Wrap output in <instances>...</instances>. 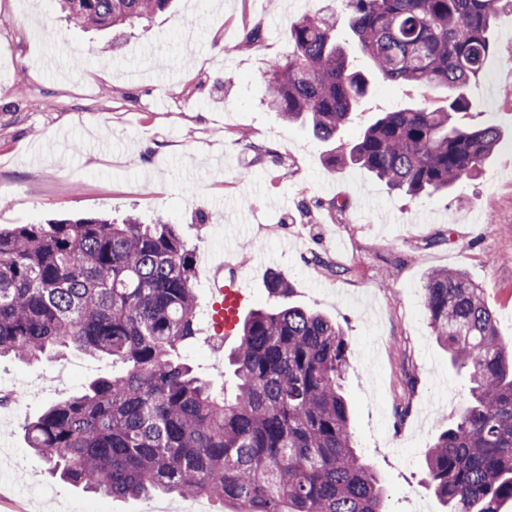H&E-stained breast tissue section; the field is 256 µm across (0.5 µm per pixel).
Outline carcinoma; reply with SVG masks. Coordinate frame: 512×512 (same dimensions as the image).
I'll use <instances>...</instances> for the list:
<instances>
[{
    "label": "carcinoma",
    "mask_w": 512,
    "mask_h": 512,
    "mask_svg": "<svg viewBox=\"0 0 512 512\" xmlns=\"http://www.w3.org/2000/svg\"><path fill=\"white\" fill-rule=\"evenodd\" d=\"M86 28L132 25L171 0H53ZM512 0H347L349 28L374 71L401 85L448 87L442 109L385 112L329 157L411 195L474 174L499 144L492 125H459L471 81L493 51L491 25ZM267 60V104L323 141L350 123L369 80L325 13L288 29ZM196 255L174 224L85 217L0 230V359L73 350L121 369L50 404L24 436L61 481L108 497L204 496L224 512H385L357 453L342 389L349 342L327 316L288 305L243 321L229 354L233 390L199 376ZM270 296L289 282L272 272ZM428 323L470 378L468 407L436 438L426 478L448 512H500L512 500V346L482 289L460 270L424 284Z\"/></svg>",
    "instance_id": "carcinoma-1"
}]
</instances>
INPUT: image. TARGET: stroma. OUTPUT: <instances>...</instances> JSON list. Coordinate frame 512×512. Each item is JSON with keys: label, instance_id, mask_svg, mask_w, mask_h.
I'll return each instance as SVG.
<instances>
[{"label": "stroma", "instance_id": "1", "mask_svg": "<svg viewBox=\"0 0 512 512\" xmlns=\"http://www.w3.org/2000/svg\"><path fill=\"white\" fill-rule=\"evenodd\" d=\"M336 28L370 92L342 138L354 142L384 112L442 106L441 85L409 88L374 74L350 39L344 0H173L131 29H82L50 0H0V229L135 214L168 220L195 248L196 319L209 328L208 272L229 236L224 277L247 286L243 313L278 306L266 280L291 284V304L327 315L350 345L344 389L359 453L378 475L387 512L425 500L446 512L425 477L436 437L470 403L469 376L452 365L423 307L435 269L483 288L499 336L512 342V104L485 101L512 84V8L493 25L485 74L471 82V122L501 141L480 170L448 192L411 197L354 166L329 167L333 145L266 104L265 61L288 54V25L319 11ZM261 49L237 51L246 31ZM266 147L255 155L250 143ZM236 337L188 348L197 372L233 384ZM112 363L77 353L0 361V380L35 383L17 416L0 417V512H175L178 496L111 499L46 470L22 426L79 393Z\"/></svg>", "mask_w": 512, "mask_h": 512}]
</instances>
